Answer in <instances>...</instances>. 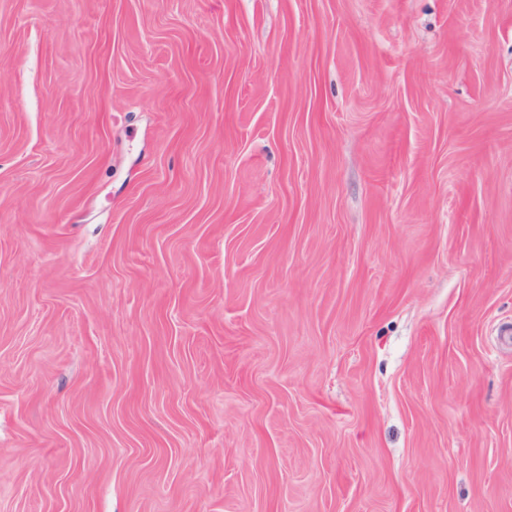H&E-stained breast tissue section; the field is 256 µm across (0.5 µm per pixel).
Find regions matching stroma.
<instances>
[{"instance_id":"obj_1","label":"stroma","mask_w":512,"mask_h":512,"mask_svg":"<svg viewBox=\"0 0 512 512\" xmlns=\"http://www.w3.org/2000/svg\"><path fill=\"white\" fill-rule=\"evenodd\" d=\"M0 512H512V0H0Z\"/></svg>"}]
</instances>
